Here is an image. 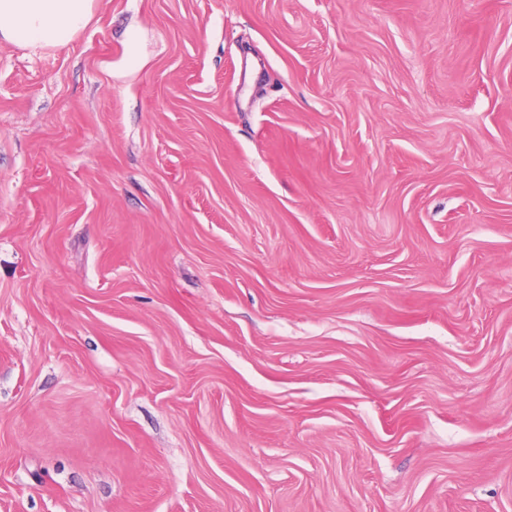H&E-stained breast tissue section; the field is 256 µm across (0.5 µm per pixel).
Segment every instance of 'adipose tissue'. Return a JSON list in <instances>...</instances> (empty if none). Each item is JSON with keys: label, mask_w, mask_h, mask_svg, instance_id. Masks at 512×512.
<instances>
[{"label": "adipose tissue", "mask_w": 512, "mask_h": 512, "mask_svg": "<svg viewBox=\"0 0 512 512\" xmlns=\"http://www.w3.org/2000/svg\"><path fill=\"white\" fill-rule=\"evenodd\" d=\"M93 16V0H0V39L38 49L68 44Z\"/></svg>", "instance_id": "obj_1"}]
</instances>
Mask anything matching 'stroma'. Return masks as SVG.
I'll list each match as a JSON object with an SVG mask.
<instances>
[{
	"mask_svg": "<svg viewBox=\"0 0 512 512\" xmlns=\"http://www.w3.org/2000/svg\"><path fill=\"white\" fill-rule=\"evenodd\" d=\"M0 512H512V0L0 41Z\"/></svg>",
	"mask_w": 512,
	"mask_h": 512,
	"instance_id": "1",
	"label": "stroma"
}]
</instances>
